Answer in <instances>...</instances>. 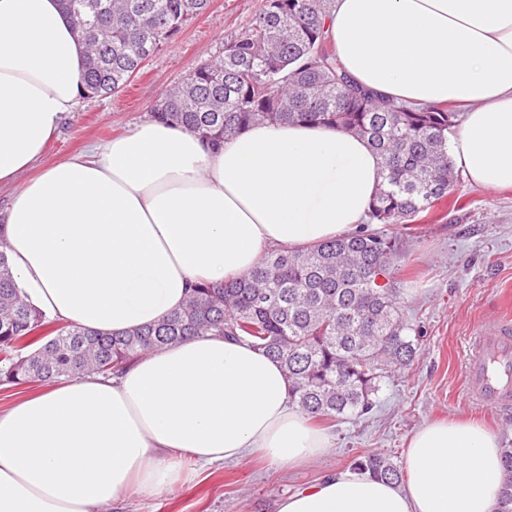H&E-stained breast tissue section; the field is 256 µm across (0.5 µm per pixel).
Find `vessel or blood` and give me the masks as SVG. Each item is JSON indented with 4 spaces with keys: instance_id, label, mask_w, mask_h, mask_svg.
I'll return each instance as SVG.
<instances>
[{
    "instance_id": "obj_1",
    "label": "vessel or blood",
    "mask_w": 512,
    "mask_h": 512,
    "mask_svg": "<svg viewBox=\"0 0 512 512\" xmlns=\"http://www.w3.org/2000/svg\"><path fill=\"white\" fill-rule=\"evenodd\" d=\"M466 397L495 411L512 408V321L480 323L467 357Z\"/></svg>"
}]
</instances>
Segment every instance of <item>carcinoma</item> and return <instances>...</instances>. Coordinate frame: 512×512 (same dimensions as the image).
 Returning a JSON list of instances; mask_svg holds the SVG:
<instances>
[{"instance_id": "1", "label": "carcinoma", "mask_w": 512, "mask_h": 512, "mask_svg": "<svg viewBox=\"0 0 512 512\" xmlns=\"http://www.w3.org/2000/svg\"><path fill=\"white\" fill-rule=\"evenodd\" d=\"M89 54L80 96L119 92L144 63L202 14L209 0H63ZM334 0H264L224 51L192 69L151 106L155 121L222 142L270 123H310L364 138L380 158L382 180L369 224H410L458 191L448 132L458 113L444 105L394 102L353 82L324 26ZM395 244L356 233L301 250L265 254L250 272L198 283L165 319L122 334L59 323L16 288L0 252V384L117 375L151 351L200 336L244 341L283 367L291 402L316 421L369 414L386 379L419 350L390 275ZM506 478L498 512H512V442L502 448ZM353 468L398 482L401 466L381 453Z\"/></svg>"}]
</instances>
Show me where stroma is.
Wrapping results in <instances>:
<instances>
[{"label":"stroma","mask_w":512,"mask_h":512,"mask_svg":"<svg viewBox=\"0 0 512 512\" xmlns=\"http://www.w3.org/2000/svg\"><path fill=\"white\" fill-rule=\"evenodd\" d=\"M261 0H212L179 37L155 54L118 94L79 100L50 141L44 163L149 119L170 85L222 50L260 9ZM396 243L391 269L400 305L420 348L413 364L392 374L374 411L330 427L333 446L321 458L288 468L251 457L189 467L184 482L158 494L129 493L101 512H276L280 498L350 468L356 457L384 452L404 461L410 436L425 423L465 417L512 441V413L491 412L465 397V350L475 326L496 317L512 293V191L461 183L450 202L412 224L388 227Z\"/></svg>","instance_id":"stroma-1"}]
</instances>
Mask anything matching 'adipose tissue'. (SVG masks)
Segmentation results:
<instances>
[{"label":"adipose tissue","instance_id":"ef3b65f1","mask_svg":"<svg viewBox=\"0 0 512 512\" xmlns=\"http://www.w3.org/2000/svg\"><path fill=\"white\" fill-rule=\"evenodd\" d=\"M345 70L395 100L461 104L451 154L467 180L512 188V0H335L325 25ZM87 47L60 0H0V239L18 289L59 321L125 332L180 308L269 248L357 231L380 182L366 140L266 124L207 146L153 120L26 171L79 98ZM329 436L289 402L280 363L221 336L153 352L119 377L49 383L0 412V512H99L177 485L182 464L259 455L296 467ZM499 441L471 420L409 439L395 483L346 469L277 512H497Z\"/></svg>","mask_w":512,"mask_h":512}]
</instances>
